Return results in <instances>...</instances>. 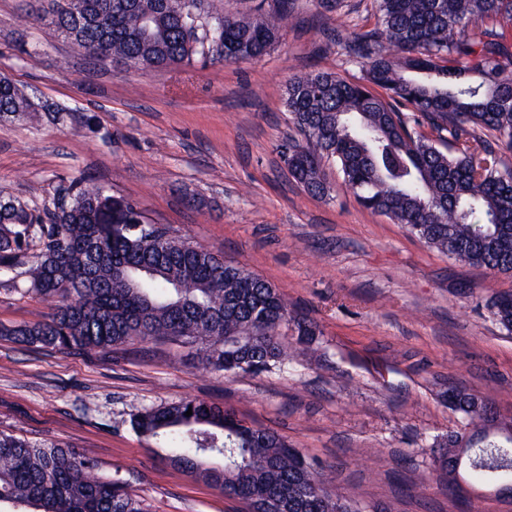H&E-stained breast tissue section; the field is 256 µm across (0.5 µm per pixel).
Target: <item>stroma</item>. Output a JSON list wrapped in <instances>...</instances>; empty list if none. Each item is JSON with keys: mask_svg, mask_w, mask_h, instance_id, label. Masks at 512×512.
I'll return each mask as SVG.
<instances>
[{"mask_svg": "<svg viewBox=\"0 0 512 512\" xmlns=\"http://www.w3.org/2000/svg\"><path fill=\"white\" fill-rule=\"evenodd\" d=\"M48 8L0 0V73L36 109L30 120L0 117V189L36 203L90 179L276 285L320 334L311 358L257 376L210 371L168 342L87 356L0 336V431L93 459L98 476L123 479L147 512H245L131 427L143 408L196 398L288 437L349 498L393 512H512L474 477L469 501L450 497L430 446L462 426L443 399L449 385L512 412V332L490 308L512 292V276L458 264L363 208L335 169L329 196H312L279 154L301 138L284 100L290 79L362 77L344 44L377 25L373 0L333 12L296 0L294 20L258 60L148 70L88 64L52 35ZM328 28L338 41L317 53ZM76 113L95 115L94 131ZM50 311L0 288L1 323Z\"/></svg>", "mask_w": 512, "mask_h": 512, "instance_id": "1", "label": "stroma"}]
</instances>
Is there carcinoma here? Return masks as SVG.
Returning <instances> with one entry per match:
<instances>
[{
  "instance_id": "1",
  "label": "carcinoma",
  "mask_w": 512,
  "mask_h": 512,
  "mask_svg": "<svg viewBox=\"0 0 512 512\" xmlns=\"http://www.w3.org/2000/svg\"><path fill=\"white\" fill-rule=\"evenodd\" d=\"M68 0H51L54 26L71 28ZM379 25L345 48L362 64L359 81L311 71L291 80L285 102L304 142L281 146L288 172L313 196L327 191L325 166L367 210L404 225L427 246L466 266L512 274V57L498 25L512 23V0H375ZM277 17L227 15L214 0H139L154 15L115 11L103 29L72 41L90 62L110 58L138 69L218 55L257 60L280 39L295 0ZM33 104L0 75V113L23 117ZM426 123L429 138L415 127ZM0 282L55 302L51 316L0 336L60 352H107L163 340L202 354L214 372L260 375L288 354L309 355L317 325L292 314L283 293L247 268L151 224L135 203L90 181L61 185L36 204L0 193ZM133 280L135 288L124 286ZM512 331V294L492 301ZM295 326L294 349L280 341ZM465 425L433 442L446 470L482 479L512 474V415L492 401L448 387ZM192 415H186L187 411ZM229 408L203 400L145 408L134 431L157 448L175 443V468L193 473L249 512H365L329 487L313 462L269 428H249ZM95 462L55 443L0 431V505L29 512H145L119 478L95 475Z\"/></svg>"
}]
</instances>
